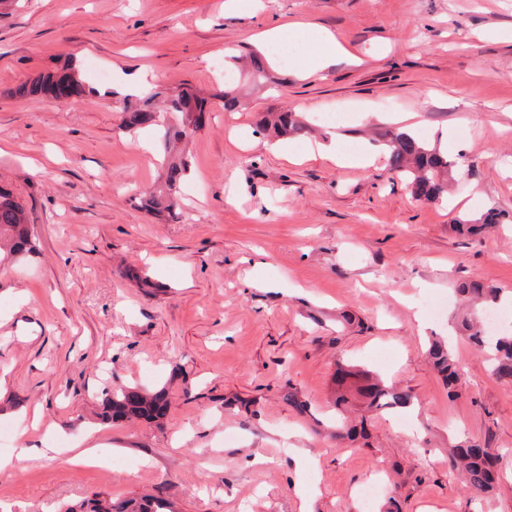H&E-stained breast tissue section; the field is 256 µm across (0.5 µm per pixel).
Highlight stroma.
Instances as JSON below:
<instances>
[{
  "instance_id": "35a3bbf8",
  "label": "stroma",
  "mask_w": 512,
  "mask_h": 512,
  "mask_svg": "<svg viewBox=\"0 0 512 512\" xmlns=\"http://www.w3.org/2000/svg\"><path fill=\"white\" fill-rule=\"evenodd\" d=\"M301 21L348 52L267 95L239 83L224 109L223 49ZM74 60L90 91L16 98ZM154 90L193 87L204 126L183 141V221L147 212L164 171L158 131L120 129L113 64ZM351 112L342 141L413 113L466 171L447 199L416 200L384 162H293L299 141L250 145L259 113ZM0 184L26 205L37 251L0 255V471L8 512H85L163 493L177 512H365L375 478L402 512H512V384L455 337L456 286L512 294V0H0ZM509 222L472 238L460 219ZM462 361L449 398L431 339ZM410 391L408 418L369 414L336 436L337 361ZM165 390L163 426L102 423L103 393ZM306 401L301 412L288 392ZM101 464L71 458L90 431ZM458 438L498 455L499 488L476 499L448 474ZM313 466H305V457Z\"/></svg>"
}]
</instances>
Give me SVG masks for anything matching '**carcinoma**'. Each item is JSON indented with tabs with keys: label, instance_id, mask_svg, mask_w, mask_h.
Here are the masks:
<instances>
[{
	"label": "carcinoma",
	"instance_id": "1",
	"mask_svg": "<svg viewBox=\"0 0 512 512\" xmlns=\"http://www.w3.org/2000/svg\"><path fill=\"white\" fill-rule=\"evenodd\" d=\"M225 69L237 72L255 86L278 84L280 79L270 73V67L260 53H250L233 59ZM86 87L77 68L67 63L59 71L39 72L26 82L8 91L21 98H49L58 100L80 96ZM157 94L121 95L116 99L123 114L121 127L125 131L156 126L162 136L164 152L168 157L166 178L160 179L145 199L148 210L175 219L180 214L179 183L186 166L180 157L178 144L191 132L202 126L206 101L190 87L172 91L160 107L155 106ZM172 112L179 116L176 126L160 123L161 115ZM257 125L269 136L302 138L308 126L297 112L280 110L260 115ZM379 147L385 154L389 171L405 180L414 195L428 202L448 195V183L459 172L458 161L442 153L437 146L418 134L390 127L379 134ZM501 213L491 209L477 220L462 219L456 228L471 236L482 234L486 228L501 223ZM9 247L15 255L34 250L24 204L7 189L0 188V250ZM469 307V313L456 320L457 329L478 347L486 344L485 328L480 318L485 307L498 305L501 290L478 282H463L457 288ZM433 368L448 387V396H458L462 364L455 349L444 342L434 341L429 348ZM492 372L500 380L512 383V334L499 337L494 345ZM336 415L343 417L350 397L355 396L370 410L399 412L412 405L410 392L386 384L368 371H354L337 366L335 375ZM169 400L163 390L146 391L135 388L120 389L106 395L102 419L106 423L118 420H145L161 424L167 416ZM451 472H459L466 490L476 496H489L496 487L495 467L498 457L490 449L472 441H461L448 449ZM112 505L115 512H174L172 503L163 495L140 500H122L118 503L105 497L91 500L89 512H105L103 504Z\"/></svg>",
	"mask_w": 512,
	"mask_h": 512
}]
</instances>
